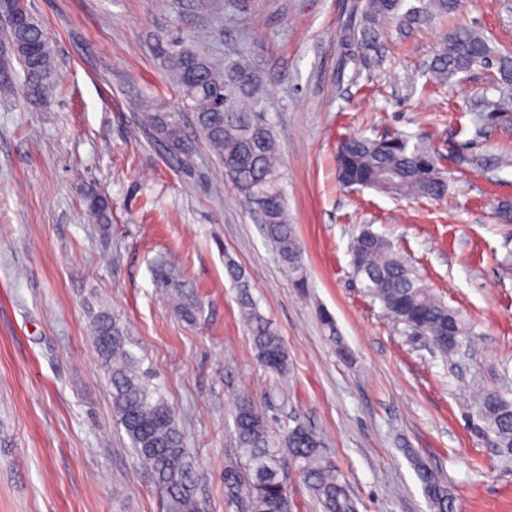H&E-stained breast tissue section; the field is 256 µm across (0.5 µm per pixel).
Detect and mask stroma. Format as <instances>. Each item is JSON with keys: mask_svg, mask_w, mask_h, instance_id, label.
Segmentation results:
<instances>
[{"mask_svg": "<svg viewBox=\"0 0 512 512\" xmlns=\"http://www.w3.org/2000/svg\"><path fill=\"white\" fill-rule=\"evenodd\" d=\"M355 2L26 0L55 47L61 83L43 106L0 93V512H164L112 415L89 334L103 312L125 324L142 371L178 415L201 512H241L224 495V461L242 396L266 416L273 441L296 422L310 427L359 512H430L409 449L446 481L456 512H512V465L470 419L476 393L512 399V224L495 216L498 201L512 200V162L501 159L512 130L473 127L490 70L430 83L425 64L444 21L391 27L376 65L348 40ZM460 17L512 47V0H462ZM201 32L217 63L247 53L269 92L305 288L191 118L185 163L139 122L143 112L182 110L163 56ZM393 133L443 154L444 200L339 187V139ZM93 191L108 198L111 223L86 219ZM366 228L471 324L470 345L453 359L362 293L351 245ZM228 256L284 341L286 376L255 355ZM161 262L200 299L196 323L181 320L157 281Z\"/></svg>", "mask_w": 512, "mask_h": 512, "instance_id": "stroma-1", "label": "stroma"}]
</instances>
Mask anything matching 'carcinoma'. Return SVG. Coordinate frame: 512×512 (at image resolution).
I'll list each match as a JSON object with an SVG mask.
<instances>
[{"instance_id": "carcinoma-1", "label": "carcinoma", "mask_w": 512, "mask_h": 512, "mask_svg": "<svg viewBox=\"0 0 512 512\" xmlns=\"http://www.w3.org/2000/svg\"><path fill=\"white\" fill-rule=\"evenodd\" d=\"M404 8V0H359L347 23L358 49H379L386 26L394 23L407 30L416 24L457 11L459 0H418ZM12 50L0 67L18 63L22 68V94L33 105H42L60 76L55 50L40 19L8 21ZM475 65L496 66L501 96L487 105L485 120L507 124L512 110V50L490 46L478 30L459 26L440 37L427 63L431 83L445 85ZM167 76L191 111L200 138L224 167V174L243 205L257 210L266 236L281 261L295 274L296 287L305 286L302 247L281 190L277 165V141L262 104L268 93L260 85L244 55L219 69L199 48L181 41L165 55ZM141 124L153 138L175 155H189L192 145L183 133V113L143 112ZM337 178L346 187L375 189L399 198L439 200L448 193V179L441 156L432 148L412 143L402 135L380 139L348 135L337 144ZM87 214L97 224L110 221L107 201L91 196ZM352 258L361 267L356 275L363 292L381 304L391 318L408 326L418 323L432 345L453 354L469 340L471 328L459 312L431 295L421 284L408 260L395 252L383 237L363 230L351 246ZM237 290V301L262 365L282 376L288 369V352L278 332L262 315L242 267L231 257L224 261ZM158 282L168 289L180 318L196 322L201 303L166 265L155 269ZM93 342L112 389V409L139 460L148 466L164 500V512H198L195 464L185 447L177 418L157 388L151 386L138 358L128 349L126 328L106 312L93 322ZM471 419L491 435L499 455L512 462V401L499 391L479 395ZM233 460L224 465V495L244 500L249 512H294L288 495L286 469L294 468L321 512H357L347 486L336 468L325 460L319 436L302 423L288 430L284 447L269 436L268 422L247 397L235 405ZM408 459L431 512H455V499L440 475L417 454Z\"/></svg>"}]
</instances>
